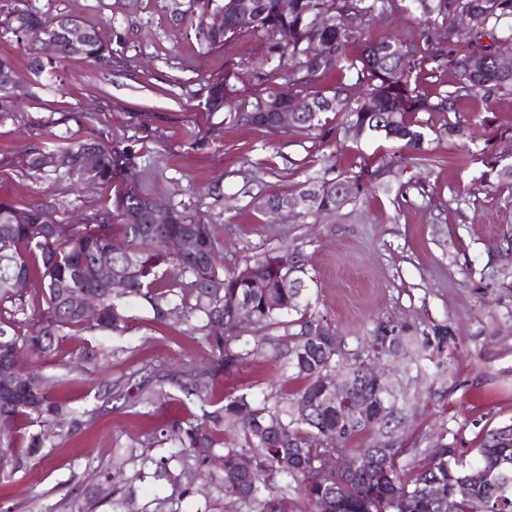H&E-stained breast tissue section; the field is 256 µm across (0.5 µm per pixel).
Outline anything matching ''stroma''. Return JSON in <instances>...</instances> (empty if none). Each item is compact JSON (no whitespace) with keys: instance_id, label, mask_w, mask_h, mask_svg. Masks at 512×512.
<instances>
[{"instance_id":"obj_1","label":"stroma","mask_w":512,"mask_h":512,"mask_svg":"<svg viewBox=\"0 0 512 512\" xmlns=\"http://www.w3.org/2000/svg\"><path fill=\"white\" fill-rule=\"evenodd\" d=\"M40 11L111 24L127 40L111 69L83 60L42 75L19 111L0 113V199L45 204L54 218L75 224L110 208L112 190L29 169L36 148L65 146L67 138L132 148L138 187L191 219L215 224L218 261L242 266L246 257L295 249L305 255L313 309L334 326L347 348L366 343L382 322L409 339L447 326L451 349L430 347L424 370L400 356L390 359L388 380L401 395L405 457L423 465L440 434L472 458L483 433L512 421V263L504 258L512 233V190L480 186L479 151L512 150V95L477 93L459 100L460 119L471 121L473 142L436 141V163L399 157L384 140L313 137L285 129L227 121L204 108L207 83L224 77L226 63L242 70L262 55L260 38L243 35L209 53L199 49L189 24L170 19L165 0H28ZM395 157L386 179L390 194L370 191L333 213L276 218L254 207L257 197L286 190L307 175L336 177L361 158ZM221 184L223 202L210 195ZM126 331L108 344L121 352L104 366L84 367L76 354L82 336L63 342L56 359L40 362L51 377V396L92 409L96 423L71 440L40 450L28 473L6 488L10 512H71L78 496L84 512H153L170 484L133 479L125 467L122 489L102 475L125 450H146L155 428L188 416L195 404L175 401L156 415H139L125 401L102 403L110 380L142 375L150 367L174 370L203 359V350L177 328H155L145 307L124 299ZM68 369H60V362ZM300 388L283 359L267 356L241 366L212 388L213 401L236 388L263 396L271 387Z\"/></svg>"}]
</instances>
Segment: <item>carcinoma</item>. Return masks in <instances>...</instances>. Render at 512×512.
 <instances>
[{"instance_id": "obj_1", "label": "carcinoma", "mask_w": 512, "mask_h": 512, "mask_svg": "<svg viewBox=\"0 0 512 512\" xmlns=\"http://www.w3.org/2000/svg\"><path fill=\"white\" fill-rule=\"evenodd\" d=\"M249 2V16L240 18L233 0H167L176 23L191 16L194 37L205 53L245 33L265 40L264 53L251 63L249 73L263 85L271 70L280 83L245 95L236 87L240 72L229 65L224 80L208 90L206 103H224L228 119L236 123L275 130L268 107L302 94L310 110L292 130L346 137L355 126L365 138L403 143L412 159L426 166L436 161L426 141L432 125L418 114H454L458 100L480 91L512 94V72L500 71L496 65L498 57L512 53V0H409L414 6L412 24L431 45L425 58L418 56L416 43L405 34L369 41L361 53L350 54L348 45L362 34L365 18L382 14L389 0H293L286 14L280 11L279 0ZM330 10L335 11L336 23L326 27L320 16ZM217 13L219 20L205 25L206 17ZM462 17L468 21L466 44L453 41L450 28L444 41L431 37L437 23ZM65 20V15L29 7L5 10L0 5V28L28 51L35 76L53 73L67 59L110 68L112 59L123 53L126 38L121 32L114 30L108 38L101 28L86 24L87 34L75 44L63 27ZM49 36L56 40L58 53L44 60L38 54L39 44ZM486 37L491 44L483 43ZM313 41L325 45L320 58L307 56ZM426 58L453 76L451 88L434 97L421 91L414 78ZM327 75L336 76V82L329 88L317 87ZM28 89L13 60L0 56V112L14 111ZM331 114L337 119L334 128L329 126ZM435 134L438 139H462L467 131L460 120L448 119ZM86 148L96 153L97 183L125 180L112 208L80 224H61L42 205L22 209L0 200V361L17 370L13 378L0 372V489L13 483L52 437L42 432L30 435L26 451L20 454L14 450L12 435L18 422L52 425L58 429L55 437L65 441L98 419L95 409L82 410L51 397L47 379L26 362L55 355L63 339L74 332L96 337L125 331L129 316L97 274V260L109 254L112 267L126 282L123 296L144 303L150 325L171 326L170 314L175 312L185 324L182 334L207 353L204 363L152 379L119 378L105 390L106 397H122L148 415L162 409L175 391L201 403V414L191 413L157 428V443L169 447V454L143 458L142 464L154 466L155 474L176 486V494L161 499L156 512H179L181 500L194 494L171 471L174 463L193 470L211 487L215 499L245 512H512V426L486 432L470 461L463 460L443 434L428 463L406 475L407 465L401 462L404 450L394 436L399 420L390 402L396 398L358 381L364 360L378 353L391 355L390 346L401 337L388 335L387 325L380 324L360 348L347 352L339 347L331 322L311 311L306 260L298 252L284 250L248 259L234 270L219 266L220 240L214 225L189 219L141 193L134 184L136 156L128 149L73 141L61 149L33 151L28 166L84 181L87 174L80 158ZM56 155L70 156L71 166L61 171L50 166ZM511 157L512 152L484 156L482 181L512 187V171L505 163ZM389 169L382 163L357 171L350 168L333 179L310 176L294 189L269 193L265 199L278 208L302 194L307 204L293 214L335 212L371 189H385L383 176ZM343 183L353 187L351 195L339 193ZM188 232L198 242L193 255L180 247ZM168 264L184 268V278L161 282L160 268ZM16 278L37 280L38 298L31 300L27 293L9 288ZM73 292L97 299L99 312L88 316L70 305ZM236 299L249 301L253 308L254 336L249 339L235 324ZM217 321L224 323L220 336L210 331V324ZM268 352L287 359L294 378L302 381L299 390L275 391L258 402L236 389L224 396L222 405L209 409L208 390L216 379ZM118 353L100 343L79 351L78 361L99 364ZM329 378L345 388L348 405L338 407L328 399L325 380ZM360 400L376 408L377 421L355 414ZM367 432L375 435L367 446L350 447ZM336 452L352 454L358 461L356 469L322 471L319 459ZM215 456L221 459L217 468L212 464ZM291 487L298 497L288 496Z\"/></svg>"}]
</instances>
